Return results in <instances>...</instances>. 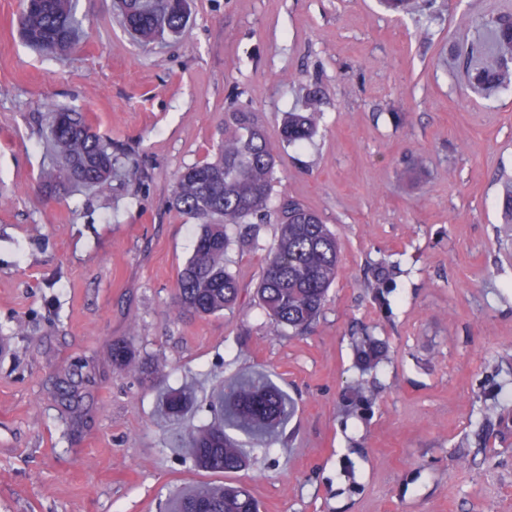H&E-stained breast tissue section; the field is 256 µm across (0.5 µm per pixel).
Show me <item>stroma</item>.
Segmentation results:
<instances>
[{"label":"stroma","instance_id":"obj_1","mask_svg":"<svg viewBox=\"0 0 512 512\" xmlns=\"http://www.w3.org/2000/svg\"><path fill=\"white\" fill-rule=\"evenodd\" d=\"M66 55L20 39L21 0H0V512H162L227 475L179 438L213 417L215 385L260 373L294 410L270 453L240 435L236 473L261 512H512V92L466 83L462 51L512 0H435L405 17L378 0H192L189 28L141 46L114 0H79ZM319 93L304 147L288 113ZM277 143L270 202L294 197L335 233L341 265L305 335L269 333L259 248L231 249L234 310L176 315L193 220L170 205L175 172L212 157L230 94ZM84 112L126 162L104 193L46 174L47 119ZM385 265L380 308L365 286ZM382 356L356 409L362 336ZM127 340L190 403L160 410L138 374L104 364ZM95 366V403L70 433L42 388L63 364Z\"/></svg>","mask_w":512,"mask_h":512}]
</instances>
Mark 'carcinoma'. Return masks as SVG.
<instances>
[{"instance_id": "1", "label": "carcinoma", "mask_w": 512, "mask_h": 512, "mask_svg": "<svg viewBox=\"0 0 512 512\" xmlns=\"http://www.w3.org/2000/svg\"><path fill=\"white\" fill-rule=\"evenodd\" d=\"M398 16L418 8L416 0H384ZM120 23L144 45L166 34H178L187 24L186 0H118ZM81 20L77 0H23L21 35L32 48L62 55L78 44ZM489 41L463 50L469 85L491 94L512 90V15L488 22ZM318 93H308L303 108L288 113L282 141L303 145L315 135L320 112ZM49 132L58 169L53 177L65 183L106 190L118 160L103 137L82 113L62 109L50 113ZM277 148L254 114L231 100L224 110V141L209 161L183 168L175 177L172 205L193 219L197 237L192 255L179 270L176 312L210 315L233 310L240 292L228 266L232 245L258 248V225L270 217L269 203L276 183ZM236 228L230 235L229 228ZM340 256L336 236L322 218L301 202L286 198L279 216L278 238L266 256L256 288L259 306L270 318L269 333L300 334L320 315L327 292L336 279ZM112 368L136 366L130 342L106 346ZM95 377L85 364H68L47 380L44 395L62 409L75 433L87 422L90 387ZM232 416L201 430L189 431L195 465L217 473H233L248 466L245 451L226 429L259 435L288 418L283 392L259 377L230 392ZM188 398L182 390H168L164 406L172 420L181 418ZM259 512L248 488L238 485H199L184 495L171 512Z\"/></svg>"}]
</instances>
